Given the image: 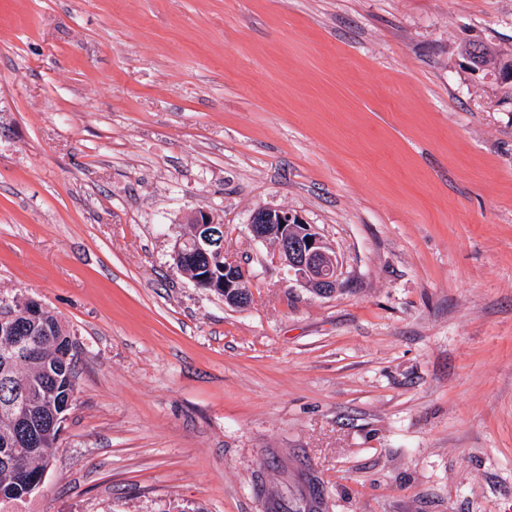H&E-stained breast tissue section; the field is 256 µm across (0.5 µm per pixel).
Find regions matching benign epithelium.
Instances as JSON below:
<instances>
[{
  "label": "benign epithelium",
  "mask_w": 512,
  "mask_h": 512,
  "mask_svg": "<svg viewBox=\"0 0 512 512\" xmlns=\"http://www.w3.org/2000/svg\"><path fill=\"white\" fill-rule=\"evenodd\" d=\"M192 220L196 254L206 261V266L199 269L203 278L210 280L213 288L224 294L226 304L239 308L249 305L252 294L245 267L226 259L219 263V273H214L211 255L224 254V240L212 231L216 226L213 216L202 210L195 212ZM247 230L257 241L275 243L280 261L305 287L320 296L336 291L342 277L341 260L314 225L305 223L301 215L287 209L258 210L251 215ZM14 319L10 303L1 302V335H15Z\"/></svg>",
  "instance_id": "1"
}]
</instances>
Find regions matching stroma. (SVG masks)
<instances>
[{"label": "stroma", "instance_id": "stroma-1", "mask_svg": "<svg viewBox=\"0 0 512 512\" xmlns=\"http://www.w3.org/2000/svg\"><path fill=\"white\" fill-rule=\"evenodd\" d=\"M468 44L512 59V0H0V296L77 372L25 512H512V81ZM199 210L250 306L176 266ZM247 230L257 241H272L289 274L314 293L328 296L342 277V263L314 225L297 212L263 209L254 212Z\"/></svg>", "mask_w": 512, "mask_h": 512}]
</instances>
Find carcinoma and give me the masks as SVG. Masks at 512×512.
<instances>
[{"mask_svg": "<svg viewBox=\"0 0 512 512\" xmlns=\"http://www.w3.org/2000/svg\"><path fill=\"white\" fill-rule=\"evenodd\" d=\"M48 321L57 329L48 332L38 324L18 320L19 346L9 362L0 359V442L36 427V422L56 407L57 392L74 381L72 359L55 357L65 329L52 313ZM38 437L39 454L23 447L15 450L10 463L0 461V512H22L32 495L28 488L15 483L14 472H31L43 465V456H54L59 440L56 430L44 426Z\"/></svg>", "mask_w": 512, "mask_h": 512, "instance_id": "obj_1", "label": "carcinoma"}]
</instances>
